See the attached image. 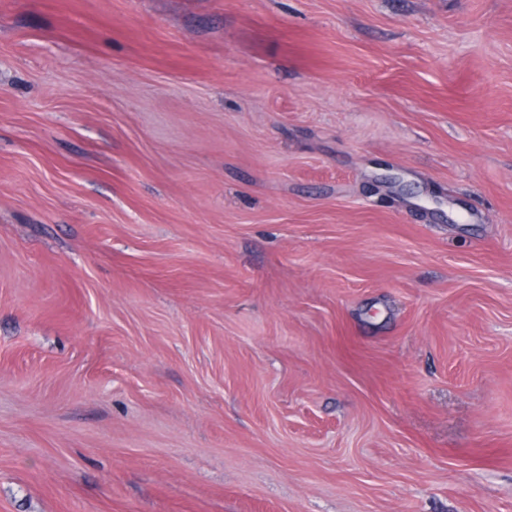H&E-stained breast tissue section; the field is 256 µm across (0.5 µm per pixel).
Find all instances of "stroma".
<instances>
[{"instance_id":"stroma-1","label":"stroma","mask_w":512,"mask_h":512,"mask_svg":"<svg viewBox=\"0 0 512 512\" xmlns=\"http://www.w3.org/2000/svg\"><path fill=\"white\" fill-rule=\"evenodd\" d=\"M0 512H512V0H0Z\"/></svg>"}]
</instances>
